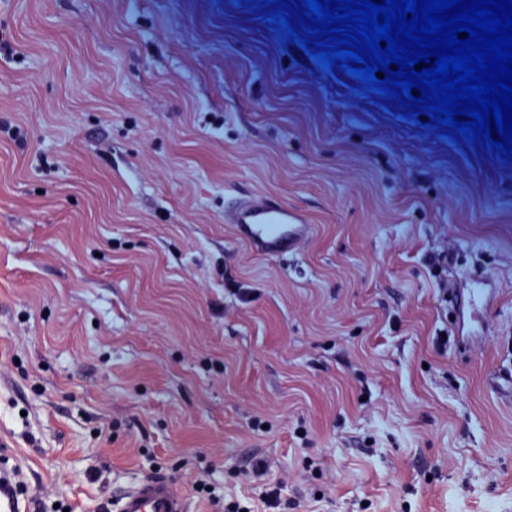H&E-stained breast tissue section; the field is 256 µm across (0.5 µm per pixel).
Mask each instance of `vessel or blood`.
I'll return each mask as SVG.
<instances>
[{"mask_svg":"<svg viewBox=\"0 0 512 512\" xmlns=\"http://www.w3.org/2000/svg\"><path fill=\"white\" fill-rule=\"evenodd\" d=\"M224 221L233 225L238 238L260 255L298 251L312 231L304 213L267 195L241 201L225 214ZM471 281L473 287L465 304L476 321L490 306L491 293L486 275H472ZM114 504L116 512H188L186 499L163 477L145 480L121 493Z\"/></svg>","mask_w":512,"mask_h":512,"instance_id":"b4317fda","label":"vessel or blood"}]
</instances>
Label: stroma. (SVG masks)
I'll return each instance as SVG.
<instances>
[{"instance_id": "35a3bbf8", "label": "stroma", "mask_w": 512, "mask_h": 512, "mask_svg": "<svg viewBox=\"0 0 512 512\" xmlns=\"http://www.w3.org/2000/svg\"><path fill=\"white\" fill-rule=\"evenodd\" d=\"M233 0H0V471L28 512H512V162ZM303 210L292 255L224 221ZM490 276L471 332L442 299ZM224 221L233 224L238 238L259 255L296 252L312 231L304 213L268 195L241 201ZM116 512H187L182 494L164 477H155L140 483L116 497Z\"/></svg>"}]
</instances>
